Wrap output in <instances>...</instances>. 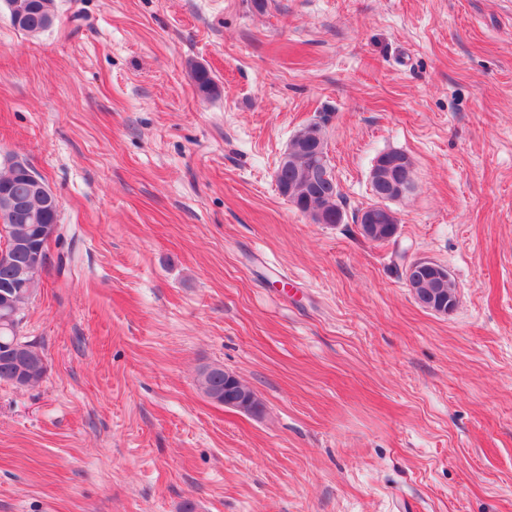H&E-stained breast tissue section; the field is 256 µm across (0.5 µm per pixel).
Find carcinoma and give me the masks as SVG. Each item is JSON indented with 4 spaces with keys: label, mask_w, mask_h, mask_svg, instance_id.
Instances as JSON below:
<instances>
[{
    "label": "carcinoma",
    "mask_w": 512,
    "mask_h": 512,
    "mask_svg": "<svg viewBox=\"0 0 512 512\" xmlns=\"http://www.w3.org/2000/svg\"><path fill=\"white\" fill-rule=\"evenodd\" d=\"M33 0H5L12 25L22 31L37 34L52 26L55 20L54 0H40L39 10L27 12ZM192 77L200 93L212 97L218 87L210 73L201 66L192 68ZM320 136L314 135V128L305 126L290 139L288 163L278 165L275 180L279 193L292 206L307 216L314 224H340L343 211L339 200L341 193L334 170L324 171L315 158L316 145ZM9 189L13 194L27 201L26 218L20 219L14 213L0 208V247L10 252V261L0 262V302L9 297L11 305L23 312L28 301L36 292L41 270H36L21 287H15L19 267L27 264L29 251L40 252L41 266H46L47 249L42 247L44 239L41 226L59 222L60 205L32 190L31 182L19 177L13 167L0 175V193ZM375 202L368 209L383 224H397L399 219L390 210L382 209L380 192L374 191ZM47 373L45 356L38 346L26 340L20 332L0 328V382L17 387L34 386ZM198 386L208 398L224 396V368L217 365L203 368L198 376Z\"/></svg>",
    "instance_id": "cac0c4a2"
}]
</instances>
